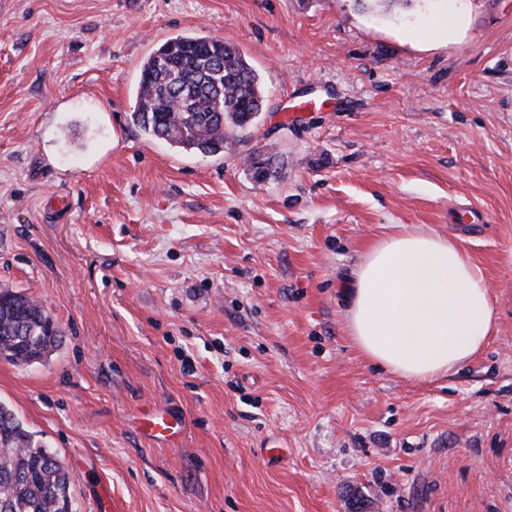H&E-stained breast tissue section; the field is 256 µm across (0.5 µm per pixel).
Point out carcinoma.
<instances>
[{
	"mask_svg": "<svg viewBox=\"0 0 512 512\" xmlns=\"http://www.w3.org/2000/svg\"><path fill=\"white\" fill-rule=\"evenodd\" d=\"M257 71L222 39H170L143 62L132 122L173 148L216 154L226 127L248 128L263 109ZM253 180L272 176L276 155L255 148L246 156ZM62 334L43 306L23 292L0 289V358L28 365L57 348ZM0 512H64L73 501L70 479L55 452L34 438L0 403Z\"/></svg>",
	"mask_w": 512,
	"mask_h": 512,
	"instance_id": "cac0c4a2",
	"label": "carcinoma"
}]
</instances>
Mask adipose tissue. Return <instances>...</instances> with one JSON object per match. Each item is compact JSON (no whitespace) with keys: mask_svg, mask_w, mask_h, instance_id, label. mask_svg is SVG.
<instances>
[{"mask_svg":"<svg viewBox=\"0 0 512 512\" xmlns=\"http://www.w3.org/2000/svg\"><path fill=\"white\" fill-rule=\"evenodd\" d=\"M494 299L463 242L398 225L355 271L346 329L362 355L404 379L448 376L487 344Z\"/></svg>","mask_w":512,"mask_h":512,"instance_id":"1","label":"adipose tissue"}]
</instances>
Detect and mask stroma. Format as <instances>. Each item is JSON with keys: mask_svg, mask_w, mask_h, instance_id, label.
I'll list each match as a JSON object with an SVG mask.
<instances>
[{"mask_svg": "<svg viewBox=\"0 0 512 512\" xmlns=\"http://www.w3.org/2000/svg\"><path fill=\"white\" fill-rule=\"evenodd\" d=\"M179 35L262 80L216 155L131 120ZM398 224L463 238L496 302L488 345L431 383L346 331ZM0 288L63 333L0 359V402L77 512H512V0H0ZM147 409L183 420L178 443ZM247 166L249 167L253 180L258 184H263L272 176L276 163V155L271 151L255 148L246 156Z\"/></svg>", "mask_w": 512, "mask_h": 512, "instance_id": "obj_1", "label": "stroma"}]
</instances>
